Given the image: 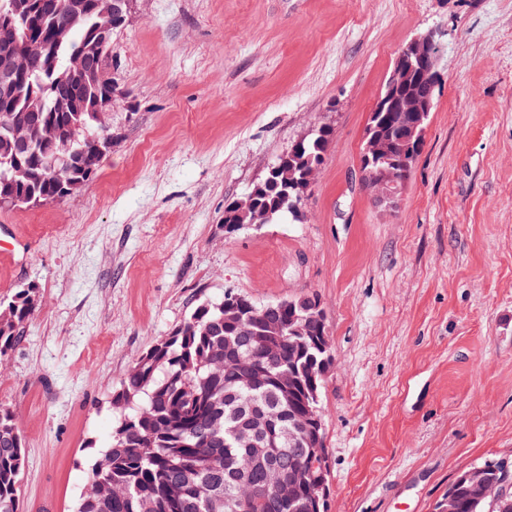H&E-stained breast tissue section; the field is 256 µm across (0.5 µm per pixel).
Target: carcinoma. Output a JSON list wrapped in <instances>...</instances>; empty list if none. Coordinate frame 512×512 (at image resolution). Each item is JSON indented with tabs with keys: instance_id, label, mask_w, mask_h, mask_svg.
<instances>
[{
	"instance_id": "1",
	"label": "carcinoma",
	"mask_w": 512,
	"mask_h": 512,
	"mask_svg": "<svg viewBox=\"0 0 512 512\" xmlns=\"http://www.w3.org/2000/svg\"><path fill=\"white\" fill-rule=\"evenodd\" d=\"M52 9L32 0L23 15L12 11V0H0V20L8 17L20 36L32 32L47 43L46 54L32 64L31 73L19 81L12 99H0V120L13 110L26 106L33 94L41 97L43 112L32 126L11 131L0 126V205L34 207L66 198L67 179L89 181L111 147L106 135L107 116L117 101L115 85L91 83L74 73L58 87L56 79L65 73L68 59L92 39L96 26L108 23L107 0H79L82 9L68 8L70 0H55ZM83 14L84 22L73 23ZM73 23L70 37L55 40L53 32ZM430 80L395 88L385 82L380 97L389 92L426 93ZM62 91L91 110L55 112L53 99ZM408 112H372L365 138L377 137L387 143L383 157L362 156L361 172L365 185L389 167L402 171L398 158L408 142ZM55 130L69 145L67 167L60 171L48 165L45 153L47 130ZM25 136L28 148L13 157L10 143L14 134ZM334 138V128L320 124L299 142L298 151H288L276 162L285 170L275 180L250 193L247 210L258 224H271L288 213L301 218L300 206L308 194L325 154ZM40 303L37 289L18 288L0 300V358L7 355L23 336L25 324ZM239 335L234 323L224 322V302L198 305L170 335L159 339L139 355L112 395V435L101 456L110 464L103 470L91 468L89 478L101 486L99 493L80 497L76 512H323L313 510L318 495L315 468L304 477L295 502L276 498L264 482L270 462L279 457L288 461V449L270 448L259 456L251 448L235 443V433L247 422L251 407L277 401L274 379L292 370L300 387L279 404L282 420L271 427L288 433L291 417L302 403L305 392L321 389L328 368L326 351L312 345L301 351L287 338L271 360L263 358L255 340L263 336L257 327L251 342L241 347L240 357L259 362L252 378L244 376L234 362H224V338ZM25 439L15 415L0 408V512H18L21 475L25 462ZM489 502L474 504L465 489H458L450 512H489Z\"/></svg>"
}]
</instances>
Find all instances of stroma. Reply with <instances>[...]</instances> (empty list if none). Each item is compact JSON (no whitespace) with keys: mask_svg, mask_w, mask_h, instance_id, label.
<instances>
[{"mask_svg":"<svg viewBox=\"0 0 512 512\" xmlns=\"http://www.w3.org/2000/svg\"><path fill=\"white\" fill-rule=\"evenodd\" d=\"M431 30L443 82L385 203L361 183L365 127ZM111 50L122 102L93 179L0 207V239L28 243L0 256V298L41 299L0 361L19 512H73L137 356L230 289L324 308L328 512H434L463 469L512 458V0H132ZM322 123L302 219L225 238V200Z\"/></svg>","mask_w":512,"mask_h":512,"instance_id":"stroma-1","label":"stroma"}]
</instances>
